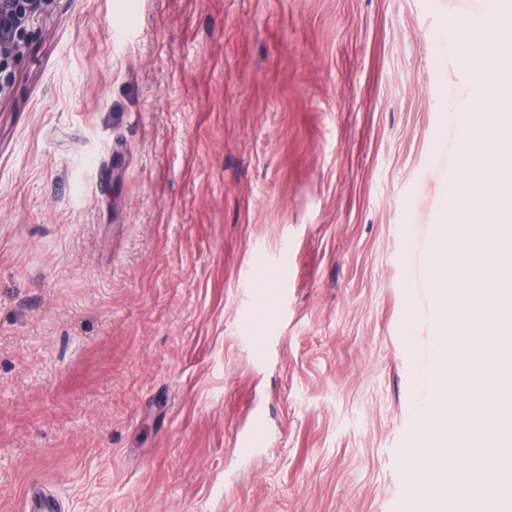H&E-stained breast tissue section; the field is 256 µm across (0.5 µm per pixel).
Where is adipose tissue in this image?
Here are the masks:
<instances>
[{"label":"adipose tissue","mask_w":512,"mask_h":512,"mask_svg":"<svg viewBox=\"0 0 512 512\" xmlns=\"http://www.w3.org/2000/svg\"><path fill=\"white\" fill-rule=\"evenodd\" d=\"M452 42L476 84L503 78L502 59L512 51V8L485 0L482 12L457 29Z\"/></svg>","instance_id":"1"}]
</instances>
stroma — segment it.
<instances>
[{
    "mask_svg": "<svg viewBox=\"0 0 512 512\" xmlns=\"http://www.w3.org/2000/svg\"><path fill=\"white\" fill-rule=\"evenodd\" d=\"M482 2L54 0L0 98V512L414 507Z\"/></svg>",
    "mask_w": 512,
    "mask_h": 512,
    "instance_id": "obj_1",
    "label": "stroma"
}]
</instances>
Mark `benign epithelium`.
<instances>
[{
	"label": "benign epithelium",
	"mask_w": 512,
	"mask_h": 512,
	"mask_svg": "<svg viewBox=\"0 0 512 512\" xmlns=\"http://www.w3.org/2000/svg\"><path fill=\"white\" fill-rule=\"evenodd\" d=\"M53 2L0 0V97L12 86L16 64L39 32V20Z\"/></svg>",
	"instance_id": "7a95c632"
}]
</instances>
